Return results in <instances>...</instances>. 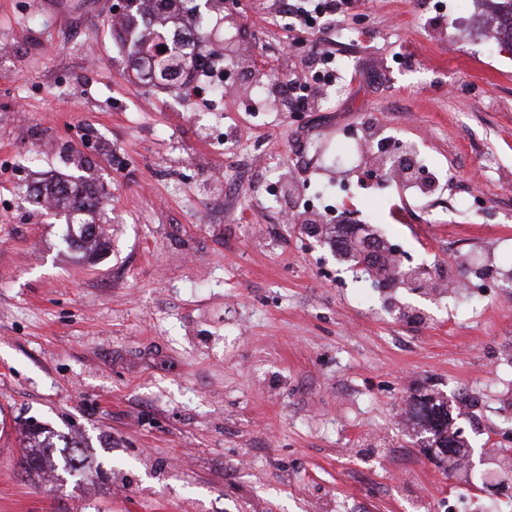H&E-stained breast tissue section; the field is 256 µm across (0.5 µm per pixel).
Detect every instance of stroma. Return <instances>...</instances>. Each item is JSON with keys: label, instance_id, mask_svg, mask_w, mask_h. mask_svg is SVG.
Returning a JSON list of instances; mask_svg holds the SVG:
<instances>
[{"label": "stroma", "instance_id": "35a3bbf8", "mask_svg": "<svg viewBox=\"0 0 512 512\" xmlns=\"http://www.w3.org/2000/svg\"><path fill=\"white\" fill-rule=\"evenodd\" d=\"M278 10L221 4L209 45L252 80L219 96L141 81L102 0H0V512H512L487 464L512 449V48L430 0H362L353 40L324 44L346 85L289 112L277 90L316 38ZM371 122L438 173V222L382 157L337 160ZM78 161L107 199L93 256L27 202ZM338 179L419 290L308 229L301 200ZM426 394L484 464L407 429ZM30 419L81 436L89 469L19 474Z\"/></svg>", "mask_w": 512, "mask_h": 512}]
</instances>
